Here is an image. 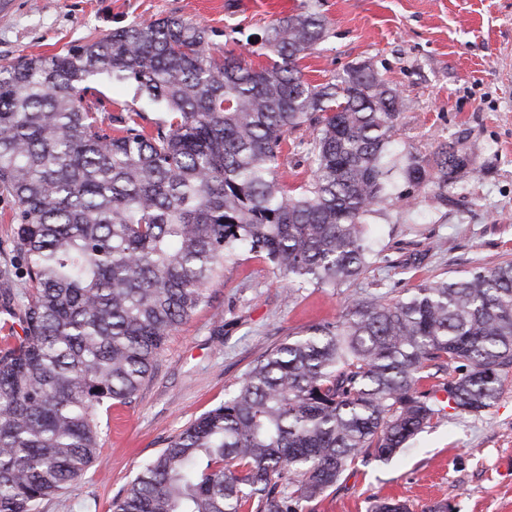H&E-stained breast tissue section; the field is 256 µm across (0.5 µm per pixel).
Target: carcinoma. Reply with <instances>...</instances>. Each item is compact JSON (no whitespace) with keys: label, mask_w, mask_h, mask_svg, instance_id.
<instances>
[{"label":"carcinoma","mask_w":512,"mask_h":512,"mask_svg":"<svg viewBox=\"0 0 512 512\" xmlns=\"http://www.w3.org/2000/svg\"><path fill=\"white\" fill-rule=\"evenodd\" d=\"M326 33L306 5L251 55L217 56L208 27L170 15L0 65V189L28 284L0 270V512H39L83 475L100 409L137 396L226 261L260 253L291 289L341 288L376 262L369 219L393 195L412 209L411 188L440 199L476 173L452 143L397 168L396 87L369 63L305 78ZM99 77L135 81L166 120L148 131L122 107L108 132L87 100ZM297 130L313 174L290 191L277 171ZM511 370V260L349 297L340 322L278 346L170 439L113 512H305L357 459L388 461L429 426L423 381L480 414Z\"/></svg>","instance_id":"cac0c4a2"}]
</instances>
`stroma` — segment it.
<instances>
[{"label": "stroma", "instance_id": "1", "mask_svg": "<svg viewBox=\"0 0 512 512\" xmlns=\"http://www.w3.org/2000/svg\"><path fill=\"white\" fill-rule=\"evenodd\" d=\"M313 5L327 34L301 66L313 83L366 60L407 102L398 156L430 158L456 143L473 168L447 199L431 187L415 208L390 201L371 220L377 262L338 290H287L262 257L224 266L209 299L165 342L158 368L130 403L102 411L99 451L84 474L40 512H112L140 466L190 422L220 405L246 372L288 339L340 319L347 296L403 294L420 284L512 259V0H14L0 15V65L93 41L168 15L206 25L219 54L244 55L277 17ZM104 124L118 104L165 118L134 81L97 79ZM393 497L409 512L443 501L448 512H512V372L478 415L445 409L389 462H356L312 512H368Z\"/></svg>", "mask_w": 512, "mask_h": 512}]
</instances>
